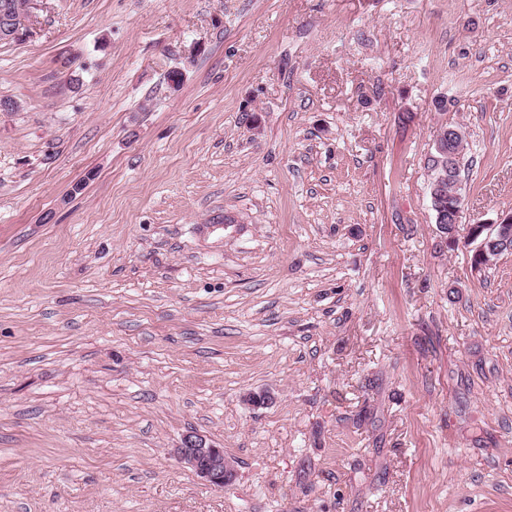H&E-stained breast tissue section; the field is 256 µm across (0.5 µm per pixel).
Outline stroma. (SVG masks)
Masks as SVG:
<instances>
[{
	"instance_id": "1",
	"label": "stroma",
	"mask_w": 512,
	"mask_h": 512,
	"mask_svg": "<svg viewBox=\"0 0 512 512\" xmlns=\"http://www.w3.org/2000/svg\"><path fill=\"white\" fill-rule=\"evenodd\" d=\"M1 98L0 512H512V253L428 190L456 126L512 213V0H40ZM484 231H487L486 235ZM494 231H496L497 238L491 239ZM483 233L484 238L481 237ZM510 239L512 240V214L500 218L498 222L492 225L477 222L468 228L467 241L476 243L473 255L488 260L489 264H492L498 257L499 247L508 246ZM497 243H501V245L494 249L493 245ZM491 257L495 259L490 260ZM176 456L209 486L224 489L234 484L237 471L222 447L204 437L189 433L176 448Z\"/></svg>"
}]
</instances>
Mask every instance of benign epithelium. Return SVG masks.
Listing matches in <instances>:
<instances>
[{
    "mask_svg": "<svg viewBox=\"0 0 512 512\" xmlns=\"http://www.w3.org/2000/svg\"><path fill=\"white\" fill-rule=\"evenodd\" d=\"M37 2L30 3V10L20 18L16 26L0 28V41H11L24 37L29 29V22L36 9ZM512 240V214L488 225L481 222L468 228L467 241L475 244L473 255L488 260L498 257V250L493 245L499 243L506 246ZM176 456L180 462L188 465L208 485L224 489L234 484L237 471L233 461L224 455V448L204 437L189 433L176 448Z\"/></svg>",
    "mask_w": 512,
    "mask_h": 512,
    "instance_id": "benign-epithelium-1",
    "label": "benign epithelium"
}]
</instances>
